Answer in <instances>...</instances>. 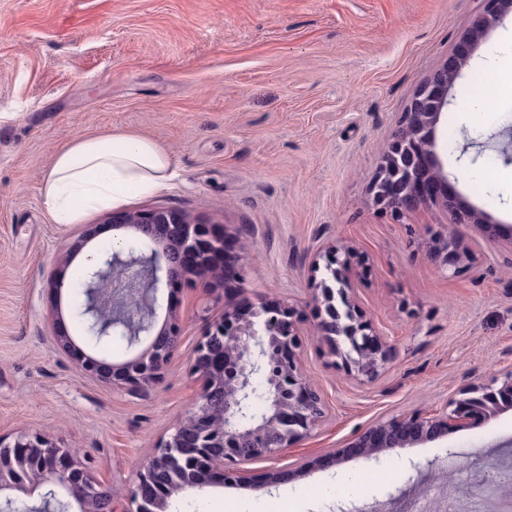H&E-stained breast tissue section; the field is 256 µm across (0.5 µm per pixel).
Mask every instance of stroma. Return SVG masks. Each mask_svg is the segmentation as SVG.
<instances>
[{"instance_id": "35a3bbf8", "label": "stroma", "mask_w": 512, "mask_h": 512, "mask_svg": "<svg viewBox=\"0 0 512 512\" xmlns=\"http://www.w3.org/2000/svg\"><path fill=\"white\" fill-rule=\"evenodd\" d=\"M482 8L483 0H0V441L37 431L79 448L119 512H134L129 492L147 453L197 396L189 360L222 313L223 289L173 287L181 336L163 379L141 391L90 377L56 341L60 325L87 345L70 285L83 275L84 250L107 246L108 227L102 209L56 223L42 182L72 139L113 130L156 140L177 168L127 210L172 208L222 225L245 258L250 298L300 304L319 247H353L366 264L358 303L393 348L386 370L361 383L305 342L325 421L277 458L187 491L197 512H259L281 494L294 512H401L439 493L415 465L450 453L472 468L512 464V413L376 460L350 452L372 424L439 407L512 367V243L435 204L393 222L369 195L415 92ZM511 33L509 17L474 49L447 112L458 133L439 136L438 151L455 191L480 209L473 183H491L502 196L492 216L512 225V186L502 180L512 167L491 148L476 165L457 160L467 136L512 124V82L485 65ZM475 73L488 76L506 111L479 113L462 100ZM444 225L473 257L464 274L429 257V237ZM274 469L294 476L257 490ZM339 475L359 481L358 494L329 492Z\"/></svg>"}]
</instances>
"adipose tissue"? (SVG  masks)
Segmentation results:
<instances>
[{
	"instance_id": "1",
	"label": "adipose tissue",
	"mask_w": 512,
	"mask_h": 512,
	"mask_svg": "<svg viewBox=\"0 0 512 512\" xmlns=\"http://www.w3.org/2000/svg\"><path fill=\"white\" fill-rule=\"evenodd\" d=\"M173 159L155 140L123 132L79 137L59 153L43 181L56 223L78 222L90 209L118 208L173 177Z\"/></svg>"
}]
</instances>
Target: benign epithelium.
Instances as JSON below:
<instances>
[{
	"label": "benign epithelium",
	"mask_w": 512,
	"mask_h": 512,
	"mask_svg": "<svg viewBox=\"0 0 512 512\" xmlns=\"http://www.w3.org/2000/svg\"><path fill=\"white\" fill-rule=\"evenodd\" d=\"M512 14V0H484L467 33L414 94L394 138L382 157L370 195L374 206L397 220L437 201L458 220L473 223L491 240L512 241V225L497 224L488 214L447 191L448 174L437 152L438 125L448 109L449 90L467 65L488 29ZM506 164L512 163V127L504 126L486 139L463 145L457 161L475 164L487 147ZM106 223L114 230L132 229L150 253L144 257L115 253L97 257L87 277L95 313L107 303H121L149 287L153 305L165 288L186 281L212 290L242 280L238 260L224 259L229 246L224 231L176 210L162 207L114 212ZM429 255L443 271L468 269L470 254L462 240L438 233ZM355 253L350 246L328 243L312 262L305 306L313 312L306 324L298 307L269 299L235 298L223 315L210 323L190 361L200 392L185 418L168 438L148 454L132 491L135 512H169L171 501L189 489H200L224 478L231 467L256 459H273L308 437L325 418L320 392L304 371V336L314 335L326 353L360 382L377 378L391 359L392 345L363 314L357 299ZM156 309L141 322L128 344L143 349L122 362H107L86 353L81 365L91 376L116 389L137 390L156 383L174 354L181 319L168 311L162 326ZM262 375L267 405L249 427L240 424L253 379ZM512 410V368L489 381L461 388L442 406L366 428L355 448L366 458L398 448L432 442L442 435L478 427ZM492 482L497 495L512 496V469L497 468L479 476ZM42 504L27 499L42 488ZM63 492L75 512H117L112 490L97 483L69 446L57 445L39 433L21 432L10 444L0 440V512H53L56 492Z\"/></svg>",
	"instance_id": "benign-epithelium-1"
}]
</instances>
